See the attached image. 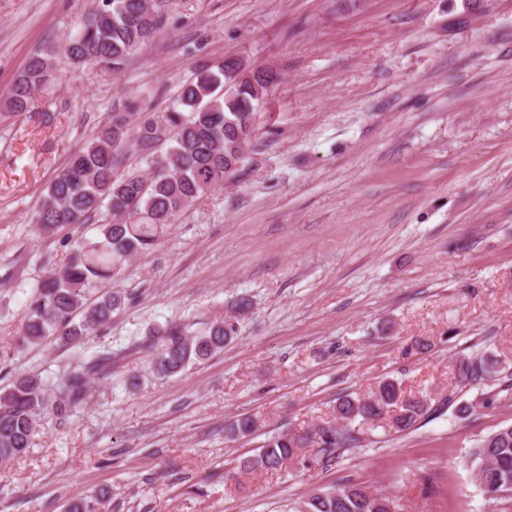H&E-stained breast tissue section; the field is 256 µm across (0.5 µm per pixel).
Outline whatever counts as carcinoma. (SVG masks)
I'll return each instance as SVG.
<instances>
[{
	"label": "carcinoma",
	"instance_id": "obj_1",
	"mask_svg": "<svg viewBox=\"0 0 512 512\" xmlns=\"http://www.w3.org/2000/svg\"><path fill=\"white\" fill-rule=\"evenodd\" d=\"M163 15L152 0H101L63 52L74 66L90 65L120 73L134 53L155 40ZM241 60L194 66L178 94L179 107L158 112L148 103L115 104L99 130L75 150L68 164L50 181L33 217L32 232L54 235L87 224L101 211L111 221L98 225L99 239L77 240L68 262L40 276L25 301L27 321L17 344H37L60 332L64 345L80 346L98 336L126 296L112 288L87 304V287L108 283L138 253L150 250L177 217L210 190L237 175L251 159L258 134L255 106L273 84L264 76L238 75ZM56 68L51 52L37 51L15 76L0 101V120L19 118L35 106L38 92L53 84ZM151 168L147 175L125 169L129 153ZM238 333L229 320L212 322L192 332L170 323L156 330L144 348L158 373L173 377L191 364L224 350ZM112 362L98 353L70 367L51 384L39 374H20L0 392V462L19 460L30 452L44 415L65 420L86 405L91 380ZM500 362L491 357L462 360L458 381L466 386L498 376ZM430 411L428 395L407 398L401 383L384 380L367 398L344 396L333 422L302 433L281 432L266 438L258 454L243 459L244 471L278 470L310 445L330 462L340 450L360 442L361 428L387 421L410 429ZM258 430L250 417L228 427L230 436ZM480 487L494 497L512 496V425L486 436L473 449ZM395 501L360 484L331 487L293 503L292 512H391Z\"/></svg>",
	"mask_w": 512,
	"mask_h": 512
}]
</instances>
